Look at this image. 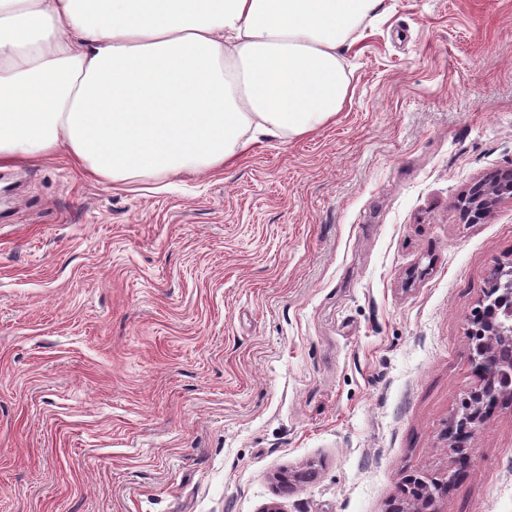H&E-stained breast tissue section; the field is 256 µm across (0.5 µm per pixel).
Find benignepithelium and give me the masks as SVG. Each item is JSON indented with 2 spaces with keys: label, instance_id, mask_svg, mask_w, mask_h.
<instances>
[{
  "label": "benign epithelium",
  "instance_id": "obj_1",
  "mask_svg": "<svg viewBox=\"0 0 512 512\" xmlns=\"http://www.w3.org/2000/svg\"><path fill=\"white\" fill-rule=\"evenodd\" d=\"M511 179L510 171L488 183H478L461 198V202L467 211L483 216L493 209L502 196L500 184ZM492 277L505 286V292L512 296V264H497ZM479 335L482 340L474 345L471 353L475 382L467 407L445 434L448 448L460 466L471 463L474 448L468 440L461 439L459 431L469 434L485 424L487 414L484 404L488 398L512 396V305L494 308V318L479 329ZM434 486L439 488L441 484L435 482L430 486L420 477H409L400 494L392 499L387 512H437V492L432 490Z\"/></svg>",
  "mask_w": 512,
  "mask_h": 512
}]
</instances>
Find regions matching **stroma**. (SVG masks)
<instances>
[{"instance_id":"obj_1","label":"stroma","mask_w":512,"mask_h":512,"mask_svg":"<svg viewBox=\"0 0 512 512\" xmlns=\"http://www.w3.org/2000/svg\"><path fill=\"white\" fill-rule=\"evenodd\" d=\"M351 97L220 170H0V512H512V402L456 480L468 319L512 260V0H382ZM512 172L495 177L490 182H481L474 185L469 193L461 198V202L468 212L473 211L478 216H484L489 213L497 204L500 197L503 196L500 184L505 180H511ZM438 495L424 479L413 475L392 499L387 512H438L435 507Z\"/></svg>"}]
</instances>
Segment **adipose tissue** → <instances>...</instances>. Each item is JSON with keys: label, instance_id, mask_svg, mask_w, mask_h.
I'll use <instances>...</instances> for the list:
<instances>
[{"label": "adipose tissue", "instance_id": "ef3b65f1", "mask_svg": "<svg viewBox=\"0 0 512 512\" xmlns=\"http://www.w3.org/2000/svg\"><path fill=\"white\" fill-rule=\"evenodd\" d=\"M381 0H0V165L59 152L124 183L315 131Z\"/></svg>", "mask_w": 512, "mask_h": 512}]
</instances>
